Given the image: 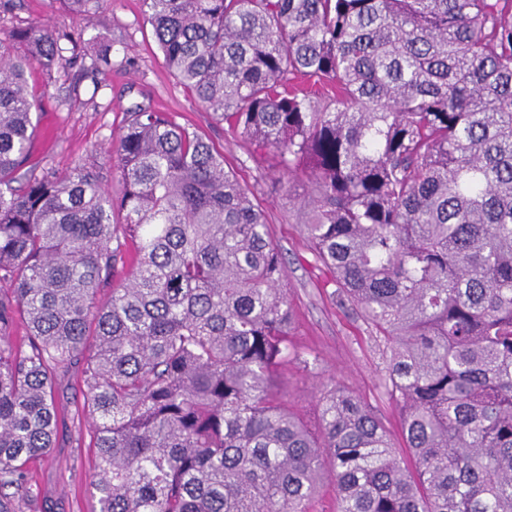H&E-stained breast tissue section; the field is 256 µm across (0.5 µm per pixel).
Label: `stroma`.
<instances>
[{
    "instance_id": "35a3bbf8",
    "label": "stroma",
    "mask_w": 512,
    "mask_h": 512,
    "mask_svg": "<svg viewBox=\"0 0 512 512\" xmlns=\"http://www.w3.org/2000/svg\"><path fill=\"white\" fill-rule=\"evenodd\" d=\"M38 21L56 34L72 36L83 55L65 70L47 76L28 72V92L37 103V133L21 176L44 168L63 174L87 163L97 167L112 197L124 185L112 148L135 105L171 113L224 154V166L252 192L265 214L271 237L286 261L288 294L294 313L292 349L318 357L306 370L289 359L277 387L309 423L317 421L322 382L335 379L379 412L395 446H402L399 413L383 385L381 349L360 311L341 307L325 282L329 271L316 263L305 226L312 186L306 177L289 176L278 156L228 131L188 94L168 69L142 0H101L93 18L69 11L63 0H0V38ZM111 47L112 65L90 71V57ZM59 427L48 460L32 469L38 512H96L90 482L93 437L77 376L56 390Z\"/></svg>"
}]
</instances>
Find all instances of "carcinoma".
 I'll list each match as a JSON object with an SVG mask.
<instances>
[{
    "instance_id": "cac0c4a2",
    "label": "carcinoma",
    "mask_w": 512,
    "mask_h": 512,
    "mask_svg": "<svg viewBox=\"0 0 512 512\" xmlns=\"http://www.w3.org/2000/svg\"><path fill=\"white\" fill-rule=\"evenodd\" d=\"M143 4L205 110L306 173L307 236L383 343L407 456L334 381L314 426L278 392L285 262L213 144L137 105L120 198L86 164L14 186L27 71L77 50L34 22L0 41V512L28 509L76 367L98 512H308L328 477L338 512H512V0Z\"/></svg>"
}]
</instances>
